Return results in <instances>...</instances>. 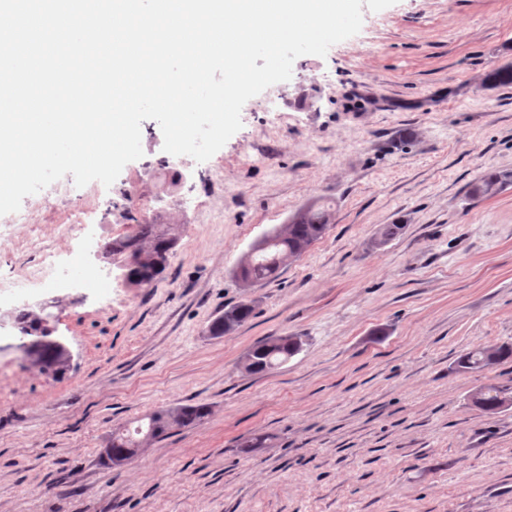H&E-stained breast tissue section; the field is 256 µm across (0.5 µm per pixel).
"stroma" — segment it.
I'll list each match as a JSON object with an SVG mask.
<instances>
[{"label": "stroma", "mask_w": 512, "mask_h": 512, "mask_svg": "<svg viewBox=\"0 0 512 512\" xmlns=\"http://www.w3.org/2000/svg\"><path fill=\"white\" fill-rule=\"evenodd\" d=\"M506 65L512 0H396L249 99L209 160L164 152L145 120L142 157L111 186L68 174L25 197L32 223L0 241V276L23 291L0 306L47 298L34 273L53 247L73 367L47 378L0 330V512H512V407L470 400L511 385L512 361L456 366L512 343V86L483 85ZM488 172L502 190L472 197ZM319 197L334 202L326 234L241 287L248 247ZM76 209L90 231L69 226ZM157 221L179 242L151 286L115 269L104 291L67 280ZM383 224L403 230L372 247ZM242 301L251 318L209 336ZM285 335L304 338L298 355L244 372L250 347ZM195 403L211 409L201 425L104 463L114 429ZM512 358V344H502L492 349L478 347L461 354L457 366L464 371L479 372ZM474 406L485 413L496 414L512 405V388L506 386H486L473 395Z\"/></svg>", "instance_id": "stroma-1"}]
</instances>
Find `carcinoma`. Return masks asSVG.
I'll use <instances>...</instances> for the list:
<instances>
[{"label":"carcinoma","instance_id":"carcinoma-1","mask_svg":"<svg viewBox=\"0 0 512 512\" xmlns=\"http://www.w3.org/2000/svg\"><path fill=\"white\" fill-rule=\"evenodd\" d=\"M504 185L502 176L487 173L473 185L471 193L475 197H490L498 193ZM333 212L331 202L315 199L289 219L288 223L270 231L271 243L259 249L249 260L237 265L235 274L248 285L275 280L288 261L300 257L314 242L321 239L331 224ZM177 243V225L142 224L138 234L125 241H112L102 244L106 254H115L127 249L148 257L158 253L168 245ZM254 307L239 303L226 310L210 326V333L221 336L225 332L241 326L252 315ZM303 347L299 336H277L258 341L244 357L243 369L249 374H264L272 367L281 365L300 353ZM512 358V344H502L492 349L478 347L459 356L457 366L465 371L479 372ZM44 375L64 374V360L55 349L45 346L32 360ZM474 406L485 413L496 414L512 405V388L506 386H486L473 395ZM206 404H186L168 409H160L147 415L146 421L134 429L118 430L112 433L106 458L112 462L125 457L134 444L160 439L174 428L194 427L203 423L209 415Z\"/></svg>","mask_w":512,"mask_h":512}]
</instances>
